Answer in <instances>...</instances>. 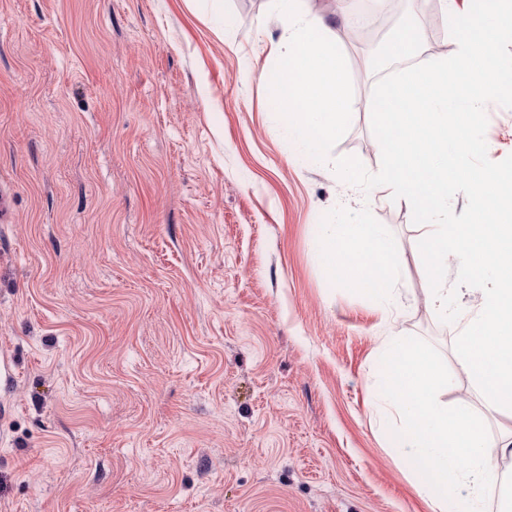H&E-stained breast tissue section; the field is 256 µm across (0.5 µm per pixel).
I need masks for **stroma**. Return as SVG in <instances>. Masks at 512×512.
<instances>
[{
  "label": "stroma",
  "mask_w": 512,
  "mask_h": 512,
  "mask_svg": "<svg viewBox=\"0 0 512 512\" xmlns=\"http://www.w3.org/2000/svg\"><path fill=\"white\" fill-rule=\"evenodd\" d=\"M337 35L350 117L305 158L270 99L288 19L274 0H0V512H430L385 415L388 330L468 380L416 268L401 199L334 171L381 152L383 47L414 17L416 62L458 49L399 0ZM487 155L512 154L491 106ZM381 224L403 252L388 299L332 281L324 225Z\"/></svg>",
  "instance_id": "35a3bbf8"
}]
</instances>
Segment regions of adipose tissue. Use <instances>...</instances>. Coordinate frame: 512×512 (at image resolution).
Wrapping results in <instances>:
<instances>
[{
    "label": "adipose tissue",
    "mask_w": 512,
    "mask_h": 512,
    "mask_svg": "<svg viewBox=\"0 0 512 512\" xmlns=\"http://www.w3.org/2000/svg\"><path fill=\"white\" fill-rule=\"evenodd\" d=\"M290 22L280 44L281 71L272 86L276 108L287 111L294 141L310 160H321L349 115L343 55L327 30L305 24L297 0H277ZM399 252L383 225L328 224L321 255L331 279L386 297Z\"/></svg>",
    "instance_id": "ef3b65f1"
}]
</instances>
